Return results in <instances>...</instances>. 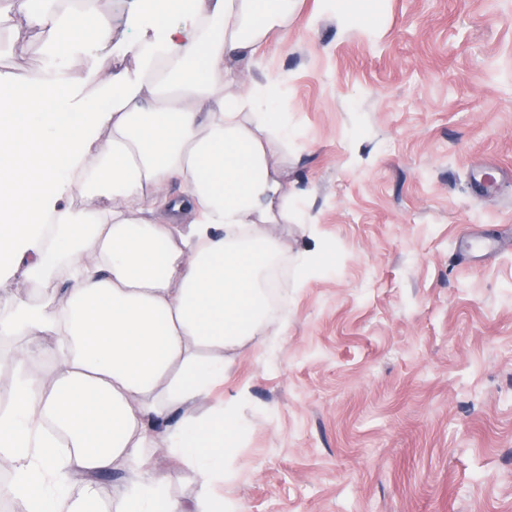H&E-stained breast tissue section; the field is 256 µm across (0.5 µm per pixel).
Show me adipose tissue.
<instances>
[{
  "label": "adipose tissue",
  "mask_w": 512,
  "mask_h": 512,
  "mask_svg": "<svg viewBox=\"0 0 512 512\" xmlns=\"http://www.w3.org/2000/svg\"><path fill=\"white\" fill-rule=\"evenodd\" d=\"M132 69L116 73L112 17L99 0H6L45 44L69 34V63L97 50L108 109L66 75L0 78V274L64 293L0 306V337L26 343L0 371V465L26 512H237L230 439L236 398L217 397L231 353L272 325L276 224L299 217L280 169L288 125L277 81L234 70L287 34L298 0H138ZM108 129L107 145L96 143ZM91 210L60 206L71 193ZM45 348L52 376L34 369ZM170 451L199 483L193 505L149 467ZM122 470L101 506L98 475ZM81 494L70 498L74 484Z\"/></svg>",
  "instance_id": "obj_1"
}]
</instances>
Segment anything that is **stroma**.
Returning a JSON list of instances; mask_svg holds the SVG:
<instances>
[{"instance_id":"35a3bbf8","label":"stroma","mask_w":512,"mask_h":512,"mask_svg":"<svg viewBox=\"0 0 512 512\" xmlns=\"http://www.w3.org/2000/svg\"><path fill=\"white\" fill-rule=\"evenodd\" d=\"M349 3L301 0L254 69L281 86L308 222L276 228L287 331L224 379L249 388L225 494L241 512H512V0H374L368 34L343 26ZM101 5L113 70L132 67L136 0ZM43 67L33 33L0 36V76ZM475 224L503 240L479 264L455 250ZM151 468L193 500L166 449Z\"/></svg>"}]
</instances>
